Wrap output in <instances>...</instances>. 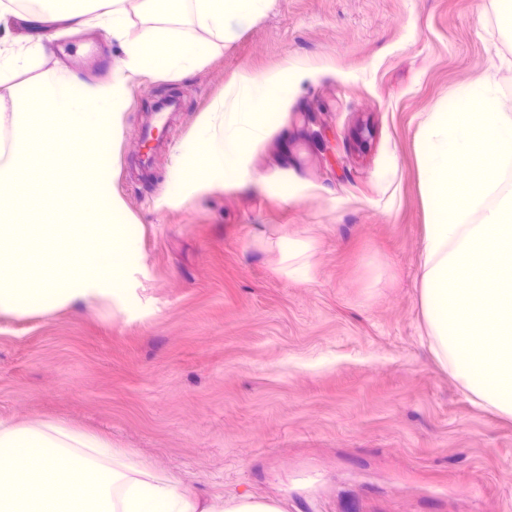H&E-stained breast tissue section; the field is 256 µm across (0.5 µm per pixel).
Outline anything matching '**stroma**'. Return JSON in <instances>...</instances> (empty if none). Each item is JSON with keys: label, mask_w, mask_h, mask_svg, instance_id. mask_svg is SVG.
I'll return each instance as SVG.
<instances>
[{"label": "stroma", "mask_w": 512, "mask_h": 512, "mask_svg": "<svg viewBox=\"0 0 512 512\" xmlns=\"http://www.w3.org/2000/svg\"><path fill=\"white\" fill-rule=\"evenodd\" d=\"M497 0H272L209 62L137 77L114 189L142 226L130 299L0 314V418L111 437L202 496L285 512H512V420L473 406L433 359L419 305L425 211L416 138L474 74L512 82ZM98 29L46 42L17 86L124 70ZM284 74L280 127L236 182L182 199L179 147L203 113ZM179 102L162 145L137 133ZM310 241L312 279L268 243Z\"/></svg>", "instance_id": "35a3bbf8"}]
</instances>
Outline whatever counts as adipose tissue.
<instances>
[{
	"label": "adipose tissue",
	"instance_id": "obj_1",
	"mask_svg": "<svg viewBox=\"0 0 512 512\" xmlns=\"http://www.w3.org/2000/svg\"><path fill=\"white\" fill-rule=\"evenodd\" d=\"M269 0H140L155 29L128 32L126 0H24L29 47L0 38V74L34 65L43 27L103 29L123 48L126 73L95 87L64 71L43 74L0 102V313L50 311L77 302L127 301L124 275L140 259L139 227L112 188V145L121 133L127 84L173 76L232 42ZM204 32L187 40L180 18ZM275 112L221 114L223 131L200 121V155L186 153L174 186L185 194L230 184L242 159L276 128ZM97 145L82 153L83 141ZM68 168L66 180L54 166ZM93 217L90 225L82 217ZM0 512H283L279 503L238 493L205 499L134 451L57 421L0 419Z\"/></svg>",
	"mask_w": 512,
	"mask_h": 512
}]
</instances>
